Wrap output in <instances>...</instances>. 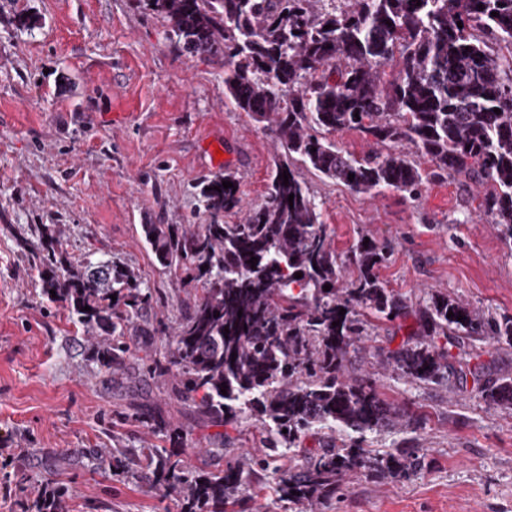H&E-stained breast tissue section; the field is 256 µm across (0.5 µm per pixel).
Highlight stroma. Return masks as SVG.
Returning <instances> with one entry per match:
<instances>
[{
    "label": "stroma",
    "instance_id": "35a3bbf8",
    "mask_svg": "<svg viewBox=\"0 0 512 512\" xmlns=\"http://www.w3.org/2000/svg\"><path fill=\"white\" fill-rule=\"evenodd\" d=\"M170 35L142 0H0V490H11L0 512H23L42 489L62 494L66 512H178L136 465L141 449L203 472L263 451L245 422L224 426L216 447L219 430L182 402L174 379L107 382L83 328L43 299L29 261L39 226L56 225L70 259L93 253L133 268L159 298L149 321L170 327L194 290L154 263L142 225L209 223L195 186L227 172L244 205L260 200L277 157L270 130L226 103L223 59L184 56ZM301 176L338 255L370 235L391 246L379 269L388 288L440 290L512 318V248L479 208L482 187L431 180L412 200ZM413 323H379L350 350L345 374L375 378L417 420L367 434L365 448L414 450L424 467L399 480L349 474L316 512H512V411L488 405L470 381L428 386L394 373L386 354ZM470 351L484 380L512 378L511 345L477 341ZM148 409L181 439L152 432ZM111 448L125 451L124 468L94 460Z\"/></svg>",
    "mask_w": 512,
    "mask_h": 512
}]
</instances>
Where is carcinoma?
Returning <instances> with one entry per match:
<instances>
[{
    "label": "carcinoma",
    "mask_w": 512,
    "mask_h": 512,
    "mask_svg": "<svg viewBox=\"0 0 512 512\" xmlns=\"http://www.w3.org/2000/svg\"><path fill=\"white\" fill-rule=\"evenodd\" d=\"M144 5L170 22L186 55L224 57L225 96L255 121L274 124L281 154L244 222L224 223L241 201L236 177L226 174L197 185L210 223L141 225L156 262L196 288L163 352L144 368L163 381L177 370L181 398L212 425L254 416L266 451L207 475L157 448L141 449L139 464L176 494L180 512L243 505L245 473L280 472L279 499L306 512L349 472L399 479L422 469L424 459L404 448L382 455L363 448L366 434L408 428L413 419L382 399L372 380L344 376L349 348L376 322L411 314L415 328L389 356L393 370L437 386L457 370L477 383L481 369L451 349L466 340L512 345V319L477 313L443 292L414 302L387 288L378 274L390 251L386 241L362 235L341 259L299 167L357 193L396 190L410 199L430 179L468 178L489 187L480 209L512 244V0ZM348 129L375 150L356 158L339 148L335 135ZM224 181L233 188H223ZM32 262L42 295L64 303L89 337L105 341L93 356L100 369H125L134 355L129 331L154 301L138 274L92 254L73 264L47 224ZM348 262L357 276L344 284ZM441 337L448 346L436 344ZM481 394L512 410V378L481 386ZM148 422L157 433L181 437L160 412ZM309 435L319 436L320 447L301 466L283 467Z\"/></svg>",
    "instance_id": "cac0c4a2"
}]
</instances>
